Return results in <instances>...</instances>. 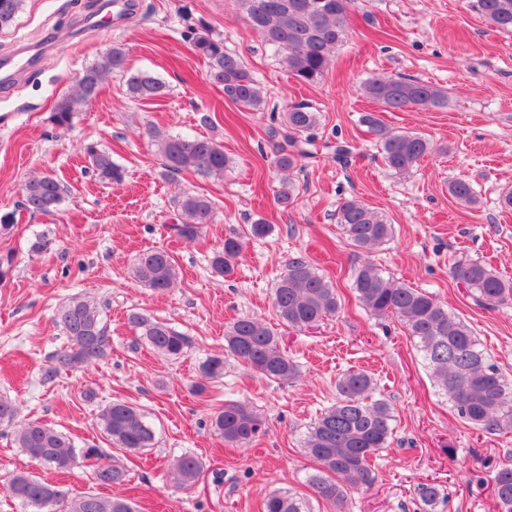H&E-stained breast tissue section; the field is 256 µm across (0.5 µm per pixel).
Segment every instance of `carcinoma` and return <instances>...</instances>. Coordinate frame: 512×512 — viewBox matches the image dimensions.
<instances>
[{
    "instance_id": "obj_1",
    "label": "carcinoma",
    "mask_w": 512,
    "mask_h": 512,
    "mask_svg": "<svg viewBox=\"0 0 512 512\" xmlns=\"http://www.w3.org/2000/svg\"><path fill=\"white\" fill-rule=\"evenodd\" d=\"M249 25L265 43L281 54L288 73L300 83L317 82L332 67L336 47L346 35V22L356 0H235ZM22 0H0V29L10 27ZM470 7L497 29L512 32V0H469ZM194 53L207 63L210 80L222 86L224 98L250 109L264 103L259 81L246 67L242 57L224 47V39L207 31L190 37ZM126 49L113 45L101 59L85 68L77 81L75 93L61 98L50 121L68 129L76 112L99 93L105 75L119 71L126 74V86L134 99L158 100L167 95L165 83L149 71H128ZM364 96L378 103L384 112L406 111L413 107L443 109L448 94L430 83L403 76L374 74L360 87ZM362 122L382 149L385 165L396 175L406 177L420 160L435 151L425 137L396 131L377 115L368 112ZM318 113L308 103L288 107L277 124L269 128L275 142L274 166L279 171L293 169L301 158H308L314 145L312 131L318 126ZM147 134L157 147L165 170L172 176L184 172L220 175L230 167L224 147L212 139L167 134L153 127ZM89 163L96 177L104 183L120 182V168L112 155L94 146L86 147ZM67 192L61 181L44 174L27 181L22 188V205L34 212L49 214L59 207ZM449 194L457 201L475 206L478 199L471 184L457 179L448 183ZM177 223L167 225L175 238L194 241L205 227L214 222L211 200L203 194H186L176 202ZM348 243L372 253L394 235V226L378 212L357 199L344 201L337 212ZM243 248L240 238L229 235L210 259L212 272L227 276ZM133 277L144 287L162 293L177 279L170 253L156 248L139 254L132 264ZM453 277L467 296L482 308L512 305V282L503 279L480 260H459ZM360 304L371 314L394 318L406 328L414 347L438 392L452 403L459 418L487 432L512 431V385L491 361L473 329L448 310L429 292L409 288L382 275L371 262L357 268L351 284ZM340 297L333 285L302 258L290 260L280 275L272 294V307L281 323L305 330L338 312ZM68 340L53 363L46 367L44 379L51 380L63 368L91 366L106 358L111 349L109 326L96 303L74 297L59 306L54 314ZM127 323L157 353L177 359L185 355L194 341L187 333L150 314L132 309ZM241 363L250 371L276 382H287L297 374L296 364L280 346L277 333L256 318H240L224 332V354L210 355L199 363L201 382L205 384L224 376L227 359ZM378 384L364 370H349L336 380V402L326 408L308 427L303 446L316 463L308 478L315 497L343 506L348 493L369 488L374 479V462L389 448L393 435V407L381 396L375 397ZM102 432L112 444L125 452H139L154 445L155 430L143 411L124 401L115 400L98 414ZM212 425L224 443L237 447L256 440L266 428L263 415L246 401L224 403ZM17 447L31 458L59 471L75 462L77 449L64 433L39 422L18 426L14 435ZM204 463L192 454L180 456L172 465V479L180 488L193 486ZM98 484L105 488L126 481L125 471L112 464L95 469ZM8 495L36 512H137L135 502L125 496L75 494L50 484L25 471L13 474L4 484ZM492 493L497 512H512V463L507 461L492 479ZM416 495L427 512H434L444 493L431 483L417 485ZM263 512H312L310 501L291 492H273L264 499Z\"/></svg>"
}]
</instances>
